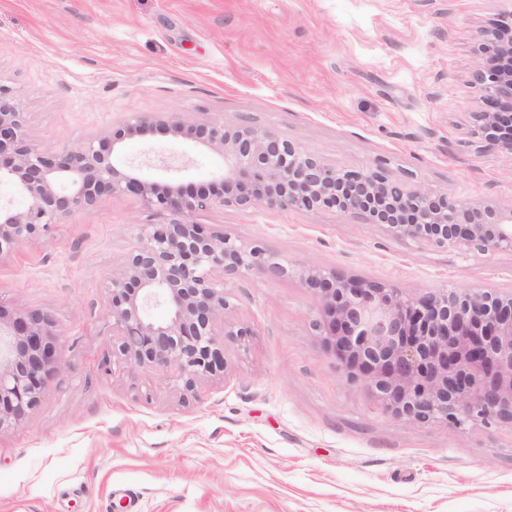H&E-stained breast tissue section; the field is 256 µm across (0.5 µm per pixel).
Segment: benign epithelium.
I'll list each match as a JSON object with an SVG mask.
<instances>
[{"label": "benign epithelium", "mask_w": 512, "mask_h": 512, "mask_svg": "<svg viewBox=\"0 0 512 512\" xmlns=\"http://www.w3.org/2000/svg\"><path fill=\"white\" fill-rule=\"evenodd\" d=\"M472 82L482 109L473 113L485 148L512 155V25L479 48ZM152 126L224 156L208 187L159 186L123 165L126 141ZM24 200L0 204V257L46 236L106 195L125 194L165 219L142 225L137 246L113 270L102 310L120 356L133 367L183 381L224 374L227 279L252 271L288 275L260 244L245 245L195 221L215 207L327 211L380 224L393 235L437 248L512 253V204L457 202L433 189L389 177L380 167L341 170L277 134L243 120L226 125L178 114L132 112L109 136L51 154L29 140L18 92L0 84V184ZM315 296L312 328L345 368V381L376 394L384 410L414 425L463 429L512 423V292L446 290L404 295L377 280L308 267L295 273ZM161 307L159 319L151 310ZM51 317H18L0 305V433L17 427L61 370L48 340Z\"/></svg>", "instance_id": "benign-epithelium-1"}]
</instances>
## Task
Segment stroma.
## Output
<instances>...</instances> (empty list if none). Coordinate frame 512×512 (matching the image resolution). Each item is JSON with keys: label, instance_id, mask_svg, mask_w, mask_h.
<instances>
[{"label": "stroma", "instance_id": "35a3bbf8", "mask_svg": "<svg viewBox=\"0 0 512 512\" xmlns=\"http://www.w3.org/2000/svg\"><path fill=\"white\" fill-rule=\"evenodd\" d=\"M512 0H0V84L56 153L132 112L241 118L342 170L381 167L450 199L512 203V160L473 137L483 34ZM121 161L160 184L224 168L151 128ZM290 273L227 280L226 377L112 360L105 285L155 215L116 194L0 258V304L39 310L64 371L0 433V512H512V425L414 426L345 382L296 270L422 296L512 291V254L459 253L322 211L210 209Z\"/></svg>", "mask_w": 512, "mask_h": 512}]
</instances>
